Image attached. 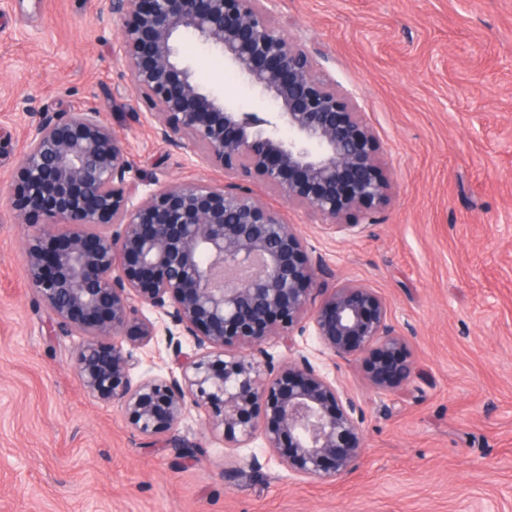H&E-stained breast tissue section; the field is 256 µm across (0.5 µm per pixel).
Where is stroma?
I'll list each match as a JSON object with an SVG mask.
<instances>
[{"mask_svg":"<svg viewBox=\"0 0 512 512\" xmlns=\"http://www.w3.org/2000/svg\"><path fill=\"white\" fill-rule=\"evenodd\" d=\"M275 17L355 95L391 188L346 237L265 199L337 279L380 293L419 376L376 390L358 363L332 365L298 337L364 411L366 448L344 480L252 469L251 449H225L198 410L178 429L192 457L148 446L80 386L76 337L47 336L25 230L0 207V512H512V0H277ZM116 33L107 0H0V194L33 109L94 100L143 190L223 182L154 136ZM179 45L216 93L261 111L220 55Z\"/></svg>","mask_w":512,"mask_h":512,"instance_id":"obj_1","label":"stroma"}]
</instances>
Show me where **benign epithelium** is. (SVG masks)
<instances>
[{"mask_svg": "<svg viewBox=\"0 0 512 512\" xmlns=\"http://www.w3.org/2000/svg\"><path fill=\"white\" fill-rule=\"evenodd\" d=\"M109 6L120 22L112 52L155 136L229 181L183 178L144 193L129 143L98 104L42 109L6 193L32 229L31 290L53 329L85 337L73 351L81 387L120 408L151 444L187 451L178 426L196 409L227 449L262 439L270 456L251 455L255 468L274 457L311 479L349 475L364 448L363 410L295 337L309 331L330 360L360 363L377 390L402 388L415 365L385 300L335 281L257 188L339 234L375 223L389 180L364 113L275 19V0ZM184 36L224 55L273 111L248 112L203 88L179 51ZM160 329L178 373L134 377L135 351ZM273 339L288 358L275 360Z\"/></svg>", "mask_w": 512, "mask_h": 512, "instance_id": "benign-epithelium-1", "label": "benign epithelium"}]
</instances>
